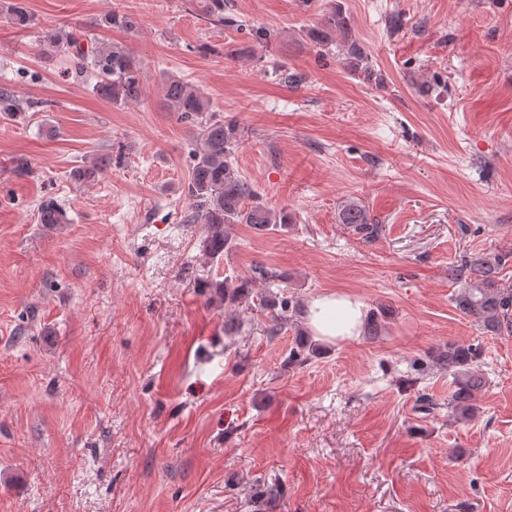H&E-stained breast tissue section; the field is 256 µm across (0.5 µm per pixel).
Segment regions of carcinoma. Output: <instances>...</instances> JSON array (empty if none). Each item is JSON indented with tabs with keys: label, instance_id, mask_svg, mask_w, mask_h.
Here are the masks:
<instances>
[{
	"label": "carcinoma",
	"instance_id": "cac0c4a2",
	"mask_svg": "<svg viewBox=\"0 0 512 512\" xmlns=\"http://www.w3.org/2000/svg\"><path fill=\"white\" fill-rule=\"evenodd\" d=\"M205 15L220 24L234 22L233 18L224 16V0H205ZM0 17L22 29L36 26L34 15L23 0H0ZM99 25L131 29L135 27L136 20L112 11L103 15ZM307 36L324 48L335 42L336 37H341L351 71L368 83L377 80L365 47L352 37L351 17L342 6L337 5L323 14L320 22L308 30ZM44 47L48 53H68L75 73L93 81V92L99 98L115 106L141 99L144 92L141 66L124 46L60 29L46 36ZM163 93L171 111L182 118L200 119V132L192 150L193 162L187 184L195 213L188 216V221L204 224L205 258L219 260L232 248L230 229L235 224H251L262 231L287 226V212H277L257 203L246 205L253 198V190L235 173L231 160L238 145L236 123L212 115L202 117L209 110V102L198 88L180 77L164 78ZM29 107V103L19 99L11 90L0 88V113L19 114L28 111ZM110 160L111 157L107 156L98 166L79 167L73 171V177L79 181H92ZM38 216L42 224H65L68 221L66 210L53 197L39 203ZM339 219L343 224L353 225L354 231L367 239H374L380 233V225L373 222L365 205L357 200L343 202ZM511 258L512 252H490L448 267V279L462 285L454 297L456 308L493 335L512 333V288L504 287L498 281L500 271ZM253 274L267 287H279L281 275L273 269L259 265L253 268ZM253 286V278L211 284L224 296V303L230 306L248 298ZM290 308L291 300L284 298L280 301V313L273 317L269 333L279 332L292 320ZM434 360L452 377L453 392L448 400L451 415L458 420L473 418L476 396L486 386L478 351L470 346L450 344L439 351Z\"/></svg>",
	"mask_w": 512,
	"mask_h": 512
}]
</instances>
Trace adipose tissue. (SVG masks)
I'll list each match as a JSON object with an SVG mask.
<instances>
[{
	"label": "adipose tissue",
	"instance_id": "adipose-tissue-1",
	"mask_svg": "<svg viewBox=\"0 0 512 512\" xmlns=\"http://www.w3.org/2000/svg\"><path fill=\"white\" fill-rule=\"evenodd\" d=\"M367 307L359 298L328 292L311 298L305 308V323L316 338L328 343L360 336Z\"/></svg>",
	"mask_w": 512,
	"mask_h": 512
}]
</instances>
